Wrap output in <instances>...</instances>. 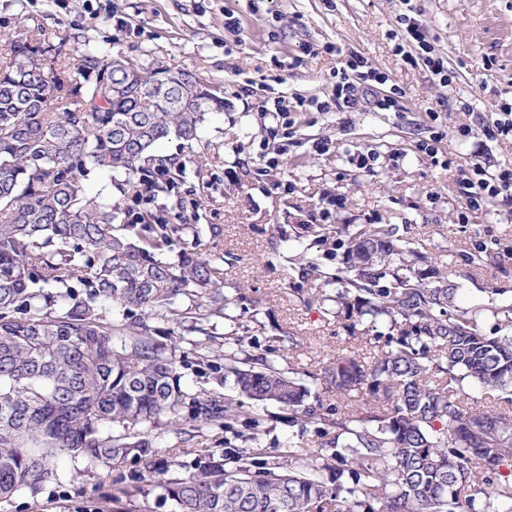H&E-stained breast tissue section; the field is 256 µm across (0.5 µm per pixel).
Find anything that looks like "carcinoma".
Masks as SVG:
<instances>
[{"label": "carcinoma", "instance_id": "carcinoma-1", "mask_svg": "<svg viewBox=\"0 0 512 512\" xmlns=\"http://www.w3.org/2000/svg\"><path fill=\"white\" fill-rule=\"evenodd\" d=\"M65 45L36 31L0 60V499L59 481L67 453L103 467L137 458L178 512H512V417L465 403L471 384L512 395V336L482 331V308L461 306L459 286L383 225L336 228V312L352 332L387 328L373 361L347 351L325 369L348 411L329 419L301 380L232 353L224 375L239 398L182 387L176 346L157 344L147 319L181 324L177 300L218 291L219 269L187 252L162 260L174 240L160 218L143 222L149 236L130 222L114 234L111 201L84 181L95 168L134 186L159 142L193 141L224 101L190 72ZM497 295L491 312L512 329V296ZM99 301L144 318L115 325ZM245 398L318 435L336 428L334 450L290 445L270 460L256 432L226 460L165 479L139 426L188 404L191 419L227 427Z\"/></svg>", "mask_w": 512, "mask_h": 512}]
</instances>
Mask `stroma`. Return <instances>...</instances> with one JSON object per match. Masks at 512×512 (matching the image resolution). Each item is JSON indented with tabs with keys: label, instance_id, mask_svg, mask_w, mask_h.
<instances>
[{
	"label": "stroma",
	"instance_id": "obj_1",
	"mask_svg": "<svg viewBox=\"0 0 512 512\" xmlns=\"http://www.w3.org/2000/svg\"><path fill=\"white\" fill-rule=\"evenodd\" d=\"M413 9L435 55L453 77L442 87L424 63L405 62L395 47L400 17ZM239 20L225 25L226 14ZM66 39L68 53L95 46L147 67L185 70L224 100L208 114L196 141L161 142L157 155L200 162L170 192L135 204L112 191L120 212L135 208L175 219L173 250L208 260L221 273L220 292L234 304L228 316L211 315L207 297L185 296L179 306L203 316V329L181 335L179 372L190 392L230 397L224 353L252 366L311 373L312 393L327 415L336 394L321 373L348 344V320L326 311L321 295H335L342 254L340 224H387L459 284L464 305L482 307L479 326L492 331L489 310L496 290L512 291V203L496 199L458 223L460 173L477 161L512 162V139L487 126L512 92V0H0V57L27 29ZM365 57L388 81L354 107L316 111L330 100L336 71L349 55ZM402 92L397 111L378 109L377 98ZM289 108L273 116L275 102ZM468 136H461V128ZM437 139L438 161L420 149ZM376 156L373 172L351 164ZM328 233L315 242L311 225ZM327 273L314 290L309 263ZM261 421L265 447L318 449L313 428L290 423L274 404L250 410ZM248 419L229 428L203 425L187 415L164 421L148 438L167 476L182 478L225 453L250 444ZM61 480L38 494L14 493L0 512H112V492L136 490V512H176L143 478V465L126 459L112 468L87 467L62 454Z\"/></svg>",
	"mask_w": 512,
	"mask_h": 512
}]
</instances>
